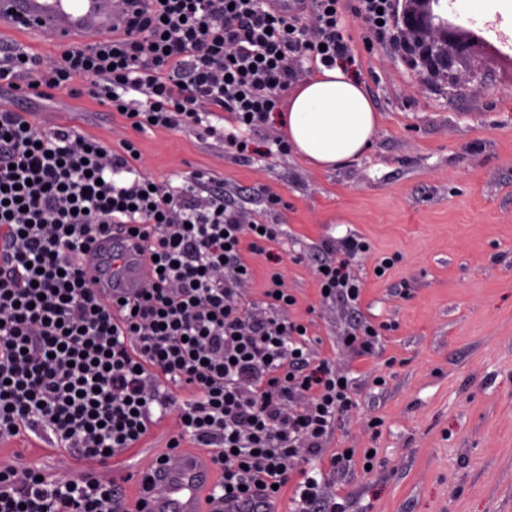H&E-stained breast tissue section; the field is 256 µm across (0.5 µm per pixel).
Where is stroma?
<instances>
[{"mask_svg":"<svg viewBox=\"0 0 512 512\" xmlns=\"http://www.w3.org/2000/svg\"><path fill=\"white\" fill-rule=\"evenodd\" d=\"M339 9L380 116L354 162L319 171L274 147L244 162L191 130L134 132L84 94L66 97L57 121L114 146L132 139L145 171L175 186L215 172L247 219L282 226L271 250L297 299L286 316L352 383L355 405L330 445L354 455L329 477L349 512H512V5L493 0L470 22L496 53L464 59L447 80L366 35L357 0ZM351 236L369 245L350 260L363 283L354 309L323 299L316 275L323 243ZM387 257L394 266L377 276ZM364 322L382 332L358 357L341 338ZM21 444L29 465L81 469L42 439Z\"/></svg>","mask_w":512,"mask_h":512,"instance_id":"obj_1","label":"stroma"}]
</instances>
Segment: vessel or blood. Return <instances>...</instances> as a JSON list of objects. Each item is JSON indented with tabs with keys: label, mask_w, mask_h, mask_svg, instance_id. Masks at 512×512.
<instances>
[{
	"label": "vessel or blood",
	"mask_w": 512,
	"mask_h": 512,
	"mask_svg": "<svg viewBox=\"0 0 512 512\" xmlns=\"http://www.w3.org/2000/svg\"><path fill=\"white\" fill-rule=\"evenodd\" d=\"M0 21L18 32H50L55 45L92 46L105 33L121 28L123 15L114 0H0ZM95 270L99 287L130 294L154 278L149 263L125 239L97 237L83 253ZM213 462L200 452L175 448L165 462L149 458L131 473L132 480L150 476L152 489L144 512H207L213 488Z\"/></svg>",
	"instance_id": "obj_1"
}]
</instances>
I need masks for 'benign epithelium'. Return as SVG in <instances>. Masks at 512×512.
Here are the masks:
<instances>
[{
  "instance_id": "obj_1",
  "label": "benign epithelium",
  "mask_w": 512,
  "mask_h": 512,
  "mask_svg": "<svg viewBox=\"0 0 512 512\" xmlns=\"http://www.w3.org/2000/svg\"><path fill=\"white\" fill-rule=\"evenodd\" d=\"M438 0H406V45L412 66L429 76L450 77L454 63L484 47L485 39L433 11Z\"/></svg>"
}]
</instances>
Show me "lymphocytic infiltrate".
I'll list each match as a JSON object with an SVG mask.
<instances>
[{
    "mask_svg": "<svg viewBox=\"0 0 512 512\" xmlns=\"http://www.w3.org/2000/svg\"><path fill=\"white\" fill-rule=\"evenodd\" d=\"M370 32L398 44L402 0H358ZM338 0H146L126 32L50 57L0 45V81L53 100L75 81L135 131L191 129L243 159L280 110L292 60L352 62ZM235 126L210 125L211 109ZM132 140L114 151L69 126L45 128L0 105V443L34 434L74 458L109 463L134 447L155 417L176 414L183 439L211 451L215 489L280 498L290 512H346L325 495V473L349 462L329 450L351 411L347 376L318 357L296 298L271 271L264 310L245 311L247 254L269 255L279 225L246 224L203 170L174 187L144 175ZM133 226L158 273L119 302L96 289L82 254L96 236ZM346 238L319 261L318 284L357 306L362 282ZM0 512H128L115 478H70L41 468H0Z\"/></svg>",
    "mask_w": 512,
    "mask_h": 512,
    "instance_id": "1",
    "label": "lymphocytic infiltrate"
}]
</instances>
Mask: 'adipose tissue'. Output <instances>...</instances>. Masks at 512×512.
I'll list each match as a JSON object with an SVG mask.
<instances>
[{"mask_svg": "<svg viewBox=\"0 0 512 512\" xmlns=\"http://www.w3.org/2000/svg\"><path fill=\"white\" fill-rule=\"evenodd\" d=\"M377 120L360 80L338 65L297 86L281 125L298 155L330 170L365 151Z\"/></svg>", "mask_w": 512, "mask_h": 512, "instance_id": "1", "label": "adipose tissue"}]
</instances>
